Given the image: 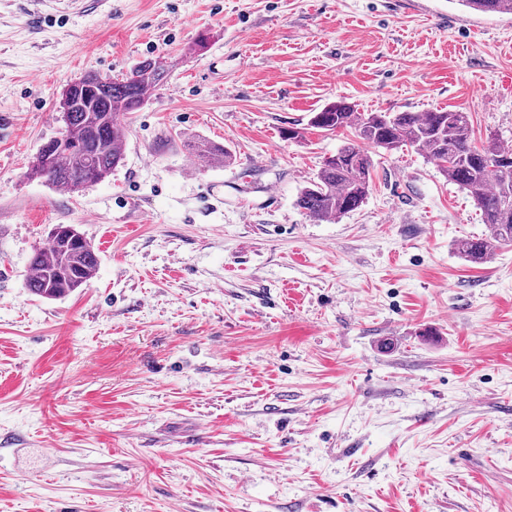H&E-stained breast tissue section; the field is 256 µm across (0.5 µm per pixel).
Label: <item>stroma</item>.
Instances as JSON below:
<instances>
[{"label": "stroma", "instance_id": "35a3bbf8", "mask_svg": "<svg viewBox=\"0 0 512 512\" xmlns=\"http://www.w3.org/2000/svg\"><path fill=\"white\" fill-rule=\"evenodd\" d=\"M147 58L124 162L29 176L63 87ZM511 77L512 14L456 0H0V512H512V246L466 262L489 227L410 147L338 221L296 205L353 138L328 103L511 146ZM57 224L98 267L46 300ZM190 146L195 156L204 163H225L231 158V152L228 147L206 139L194 140ZM49 245L30 259L26 288L33 295L55 300L86 284L95 274L98 255L71 224H57L49 232Z\"/></svg>", "mask_w": 512, "mask_h": 512}]
</instances>
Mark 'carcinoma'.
I'll return each mask as SVG.
<instances>
[{"instance_id":"cac0c4a2","label":"carcinoma","mask_w":512,"mask_h":512,"mask_svg":"<svg viewBox=\"0 0 512 512\" xmlns=\"http://www.w3.org/2000/svg\"><path fill=\"white\" fill-rule=\"evenodd\" d=\"M483 14L512 13V0H458ZM166 79L152 59L138 63L129 75L103 78L90 72L68 85L70 108L61 137L32 161L30 176L43 178L56 189L76 192L106 179L124 161L128 116L145 103L150 90ZM311 126L334 132L352 128L355 140L326 158L296 205L329 223L357 210L367 199L372 158L368 148L387 151L410 146L434 161L448 181L466 191L481 211L490 237L465 239L461 256L481 264L494 250L512 245V148L492 140L472 145L469 113L462 109L430 112L359 113L339 101L313 113ZM204 163H224L229 148L206 139L191 142ZM25 287L41 298H62L86 284L95 274L98 255L73 225L57 224L49 245L35 250Z\"/></svg>"}]
</instances>
